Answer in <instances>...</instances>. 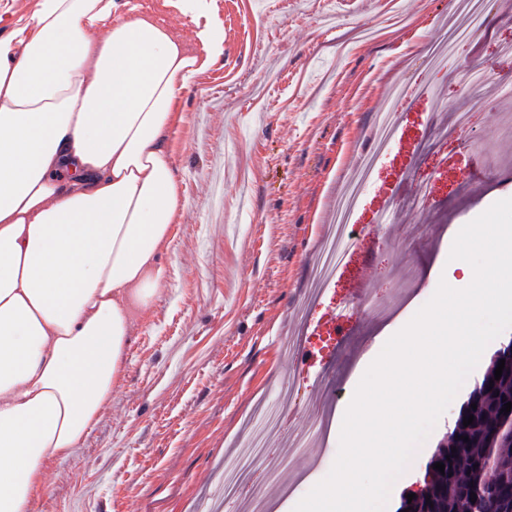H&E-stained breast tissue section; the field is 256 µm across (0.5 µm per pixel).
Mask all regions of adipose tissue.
I'll return each instance as SVG.
<instances>
[{
	"mask_svg": "<svg viewBox=\"0 0 512 512\" xmlns=\"http://www.w3.org/2000/svg\"><path fill=\"white\" fill-rule=\"evenodd\" d=\"M213 0H166L198 49L115 0H37L0 36V512L96 428L184 208L178 97L224 56Z\"/></svg>",
	"mask_w": 512,
	"mask_h": 512,
	"instance_id": "ef3b65f1",
	"label": "adipose tissue"
}]
</instances>
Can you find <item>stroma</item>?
<instances>
[{"mask_svg":"<svg viewBox=\"0 0 512 512\" xmlns=\"http://www.w3.org/2000/svg\"><path fill=\"white\" fill-rule=\"evenodd\" d=\"M224 26V60L182 97L185 120L171 145L186 199L163 261L169 276L136 324L123 378L82 448L54 462L38 512H238L243 495L224 487L226 454L266 423L279 391L295 386L270 461L319 463L293 490L261 483L269 512H292L331 469L336 430L298 453L287 435L313 411L335 418L376 339L405 326L448 269L457 229L494 202L512 198V135L501 132L512 95L490 80L461 91L458 69L486 64L512 77V0H485L480 32L441 68L428 63L448 27V0H214ZM410 81L438 95L402 111L405 142L418 157L393 153L360 219L370 255L356 260L336 292L311 302V271L336 218L344 177L371 147L376 115ZM467 130L449 133L460 112ZM447 154L452 184L434 204H410L422 178ZM399 197L397 221L372 227L379 195ZM365 286L371 310L350 334L301 370L283 349L302 330L311 303L320 320L338 295ZM327 396L313 400L315 390ZM472 389L456 400L394 483L396 512L417 468L442 441Z\"/></svg>","mask_w":512,"mask_h":512,"instance_id":"obj_1","label":"stroma"}]
</instances>
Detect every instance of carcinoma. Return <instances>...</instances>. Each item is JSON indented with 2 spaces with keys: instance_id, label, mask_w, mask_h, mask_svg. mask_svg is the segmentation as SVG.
I'll use <instances>...</instances> for the list:
<instances>
[{
  "instance_id": "obj_1",
  "label": "carcinoma",
  "mask_w": 512,
  "mask_h": 512,
  "mask_svg": "<svg viewBox=\"0 0 512 512\" xmlns=\"http://www.w3.org/2000/svg\"><path fill=\"white\" fill-rule=\"evenodd\" d=\"M496 367L498 362L491 361L448 428L447 446L436 448L429 459L445 465L443 474L432 471L426 491L431 503L415 500L407 512H487L491 502L497 512H512V412H500L504 403L512 402V363L505 362L498 380ZM473 403L477 408L471 407ZM471 415L473 423L463 425ZM464 436L469 441L462 440ZM453 447L457 452L451 451Z\"/></svg>"
}]
</instances>
